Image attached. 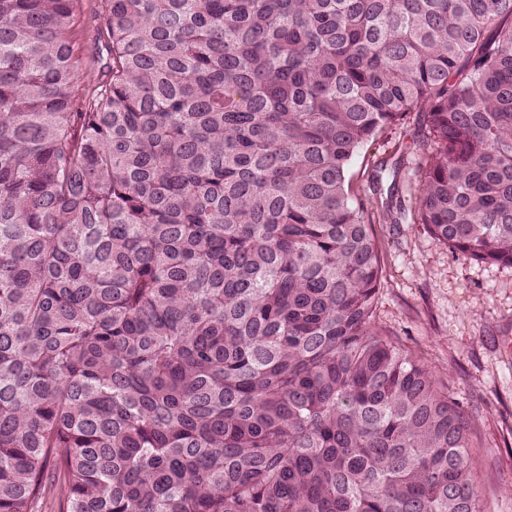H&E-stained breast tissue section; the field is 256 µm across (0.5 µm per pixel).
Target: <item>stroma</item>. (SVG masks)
I'll list each match as a JSON object with an SVG mask.
<instances>
[{"label": "stroma", "mask_w": 512, "mask_h": 512, "mask_svg": "<svg viewBox=\"0 0 512 512\" xmlns=\"http://www.w3.org/2000/svg\"><path fill=\"white\" fill-rule=\"evenodd\" d=\"M416 122L387 130L352 172L397 167L403 195L417 184L408 146ZM382 247L375 323L418 355L473 418V481L480 512H512V266L477 262L439 244L421 224L376 221Z\"/></svg>", "instance_id": "35a3bbf8"}]
</instances>
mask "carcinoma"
<instances>
[{
    "instance_id": "carcinoma-1",
    "label": "carcinoma",
    "mask_w": 512,
    "mask_h": 512,
    "mask_svg": "<svg viewBox=\"0 0 512 512\" xmlns=\"http://www.w3.org/2000/svg\"><path fill=\"white\" fill-rule=\"evenodd\" d=\"M0 0V512H480L468 416L375 325L360 151L512 265V0ZM85 9L81 18V22L79 25V35H78V41H77V50L82 55V57L85 59V61L88 62L87 73H90V75L96 74L99 70L100 64L98 62L94 61V58L97 60V53L96 45L94 43V37H95V30L96 27L99 25V17H97L95 13V8L97 5L95 0H86L85 2ZM415 118L416 117L413 116L405 125L387 130L377 140L375 145L364 148L353 164L352 174L354 178L356 179L359 174L358 180L362 179V172L365 167H367L366 174L363 178V183H365L372 166L385 161L387 167L386 171L383 173L384 187L390 182V180L387 179L390 167L396 166L399 168L398 180L400 181V190H402L405 199H408L417 185V175L415 174L417 158L410 153L408 148H405V145L410 144L412 136L417 130ZM386 179L388 180L387 183Z\"/></svg>"
}]
</instances>
